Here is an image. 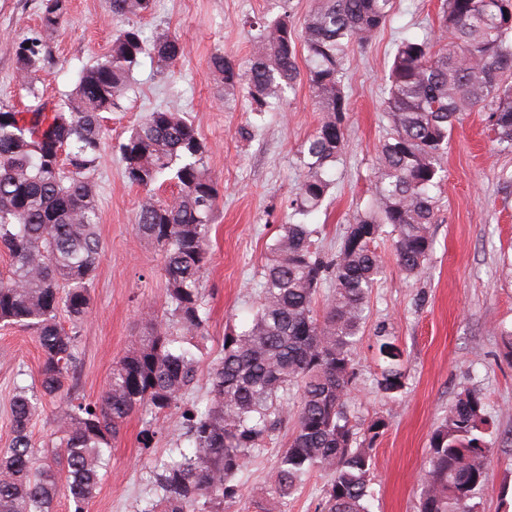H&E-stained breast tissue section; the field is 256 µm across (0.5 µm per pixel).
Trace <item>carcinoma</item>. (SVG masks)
Masks as SVG:
<instances>
[{
	"mask_svg": "<svg viewBox=\"0 0 512 512\" xmlns=\"http://www.w3.org/2000/svg\"><path fill=\"white\" fill-rule=\"evenodd\" d=\"M152 2L110 0V8L131 19ZM393 10L394 0H318L299 30L287 14L260 23L247 70L222 52L210 59L224 92L247 84L253 111H266L271 98L304 81L322 119L300 145L305 175L288 222L269 246L254 318L224 335L202 410L182 408L181 399L198 371L192 339L205 336L208 319L200 277L211 260L217 183L206 173V146L187 113L154 110L128 130L118 150L125 177L145 192L137 234L165 254L169 317L135 340L97 401L61 408L62 437L49 449L36 446L30 424L39 397L64 389L89 313L101 252L92 181L104 150L101 113L121 107L143 55L163 73L186 47L168 34L149 44L129 23L57 101L41 100L29 83V109L0 105V251L11 266L9 278L0 279V323L32 332L42 351L41 395L23 387L12 403V439L0 449V512H54L62 491L74 512H84L109 467L112 441L138 414L156 422L179 415L193 445L171 448L152 463L153 498L142 512H226L239 497L236 477L290 418L273 498L287 505L304 478L321 470L330 474L322 512H368L373 451L386 423L379 418L358 428L346 403L369 295L382 272L377 239L384 226L393 228L397 261L408 273L427 260L432 191L443 181L448 137L464 113L486 112L498 144L512 149V0H445L437 39L409 36L397 44L384 90L393 133L379 150L371 202L336 254L315 246L318 230L308 217L325 200L329 170L348 147L343 66L351 47L371 43ZM66 13V0H42V29L56 31ZM15 56L25 77L49 51L32 38L17 45ZM161 180L175 182L180 195L157 198L153 186ZM327 280L334 288L319 314L317 295ZM62 311L69 331L58 320ZM488 425L483 395L460 392L430 434L419 512H477L474 499L490 478Z\"/></svg>",
	"mask_w": 512,
	"mask_h": 512,
	"instance_id": "carcinoma-1",
	"label": "carcinoma"
}]
</instances>
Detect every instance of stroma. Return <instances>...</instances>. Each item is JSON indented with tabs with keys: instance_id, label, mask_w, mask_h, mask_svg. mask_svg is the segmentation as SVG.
Wrapping results in <instances>:
<instances>
[{
	"instance_id": "stroma-1",
	"label": "stroma",
	"mask_w": 512,
	"mask_h": 512,
	"mask_svg": "<svg viewBox=\"0 0 512 512\" xmlns=\"http://www.w3.org/2000/svg\"><path fill=\"white\" fill-rule=\"evenodd\" d=\"M316 0H154L138 18L146 36L179 37L186 55L167 72L143 57L134 89L121 110L106 113L105 149L93 175L102 250L90 288V311L78 332L77 362L64 391L33 420L37 444L60 435L58 413L67 401L92 402L105 390L115 362L140 336L147 315H162L164 253L140 238L135 215L144 196L130 185L116 150L148 112L168 108L189 114L206 144V166L220 196L210 230L211 262L202 278L208 311L196 385L184 404L204 406L208 374L222 355L225 334L249 324L257 309L268 247L304 176L298 148L321 119L308 85L297 86L263 114L252 110L247 87L225 95L210 68L216 51L248 64L259 31L253 17L290 13L294 23ZM443 0H395L390 23L371 45L352 48L342 75L350 98L345 127L349 146L331 171L333 185L311 222L318 246L338 250L358 212L372 197L378 149L393 131L382 88L398 42L436 37ZM40 0H0V103L21 110L32 102L17 72L15 48L45 37L51 54L34 75L45 99L72 90L82 68L108 52L125 19L109 0H69L53 35H44ZM445 179L434 196L433 250L415 273L402 270L391 235L377 244L384 272L369 302L357 350L356 386L347 402L353 424L383 419L375 448L370 512H418L417 475L429 435L464 389L479 390L489 415L490 482L480 491L479 512H512V152L499 151L482 112H469L453 130L443 158ZM41 349L30 331L0 326V448L12 438L11 404L19 388L36 384ZM401 374L397 392L385 390L389 369ZM133 417L112 444L110 470L85 512H143L151 497L150 466L169 449H190L179 418L154 423ZM289 430H281L251 459L230 512H265L277 455Z\"/></svg>"
}]
</instances>
